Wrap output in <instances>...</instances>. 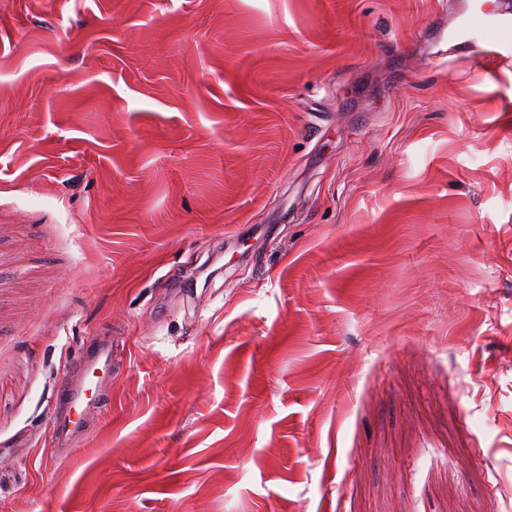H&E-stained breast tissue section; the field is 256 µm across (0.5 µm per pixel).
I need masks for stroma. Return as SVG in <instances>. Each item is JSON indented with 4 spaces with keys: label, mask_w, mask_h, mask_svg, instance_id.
<instances>
[{
    "label": "stroma",
    "mask_w": 512,
    "mask_h": 512,
    "mask_svg": "<svg viewBox=\"0 0 512 512\" xmlns=\"http://www.w3.org/2000/svg\"><path fill=\"white\" fill-rule=\"evenodd\" d=\"M464 8L0 0V512H512V60ZM465 53L479 61L511 58L512 11L500 1L492 8L483 4L479 13L467 16L460 33ZM85 382L75 385L66 383V398L71 412L54 422V431L59 439L70 440L84 429L85 415L93 410L101 414L105 406L102 388L112 375V343L100 345L93 355L82 359Z\"/></svg>",
    "instance_id": "stroma-1"
}]
</instances>
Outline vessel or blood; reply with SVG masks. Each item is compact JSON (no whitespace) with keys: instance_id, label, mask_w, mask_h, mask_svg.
I'll return each mask as SVG.
<instances>
[{"instance_id":"b4317fda","label":"vessel or blood","mask_w":512,"mask_h":512,"mask_svg":"<svg viewBox=\"0 0 512 512\" xmlns=\"http://www.w3.org/2000/svg\"><path fill=\"white\" fill-rule=\"evenodd\" d=\"M461 44L467 55L479 61L490 62L512 56V8L496 0L493 7H481L467 16L460 33ZM84 382L68 384L66 398L70 413L56 419L54 431L59 439L69 440L84 429L89 411H100L102 388L112 375V346L100 345L93 355L83 358Z\"/></svg>"}]
</instances>
